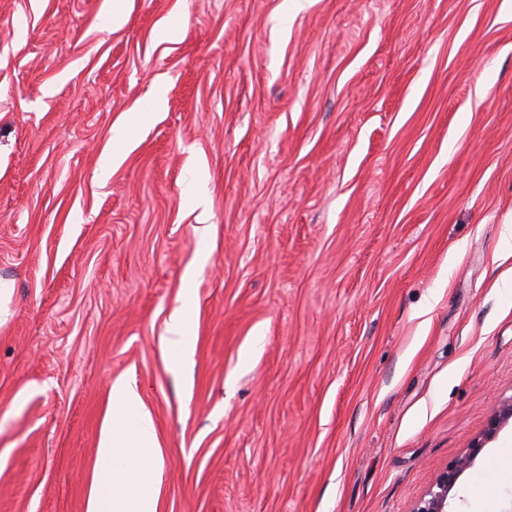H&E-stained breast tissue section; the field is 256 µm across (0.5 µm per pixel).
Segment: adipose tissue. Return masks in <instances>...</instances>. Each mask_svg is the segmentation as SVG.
<instances>
[{
  "label": "adipose tissue",
  "mask_w": 512,
  "mask_h": 512,
  "mask_svg": "<svg viewBox=\"0 0 512 512\" xmlns=\"http://www.w3.org/2000/svg\"><path fill=\"white\" fill-rule=\"evenodd\" d=\"M192 299L184 293L167 327L165 347L174 362L187 360L193 350ZM111 396L86 512H158L162 458L152 417L129 381L114 380Z\"/></svg>",
  "instance_id": "adipose-tissue-1"
}]
</instances>
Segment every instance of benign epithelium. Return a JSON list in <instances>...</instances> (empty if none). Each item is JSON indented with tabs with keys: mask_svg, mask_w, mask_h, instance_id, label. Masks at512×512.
<instances>
[{
	"mask_svg": "<svg viewBox=\"0 0 512 512\" xmlns=\"http://www.w3.org/2000/svg\"><path fill=\"white\" fill-rule=\"evenodd\" d=\"M511 419L512 403L495 413L484 433L472 441L469 449L440 471L431 488L416 502L411 512H448V496L461 473L472 465L481 448Z\"/></svg>",
	"mask_w": 512,
	"mask_h": 512,
	"instance_id": "1",
	"label": "benign epithelium"
}]
</instances>
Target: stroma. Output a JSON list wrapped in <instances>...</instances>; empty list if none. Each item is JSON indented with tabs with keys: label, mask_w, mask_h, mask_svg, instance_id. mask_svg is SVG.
Wrapping results in <instances>:
<instances>
[{
	"label": "stroma",
	"mask_w": 512,
	"mask_h": 512,
	"mask_svg": "<svg viewBox=\"0 0 512 512\" xmlns=\"http://www.w3.org/2000/svg\"><path fill=\"white\" fill-rule=\"evenodd\" d=\"M0 286V512H85L120 377L159 512H411L512 401V0H0ZM164 105V88L161 84H157L152 94L140 106L138 112H133L127 119L125 126L120 132V137L126 139L143 124L147 123L152 113L158 112ZM192 282L193 272L188 271L185 275V293L182 297V304L172 314L167 327L166 352L169 359L174 362L187 360L193 350L192 333Z\"/></svg>",
	"instance_id": "35a3bbf8"
}]
</instances>
